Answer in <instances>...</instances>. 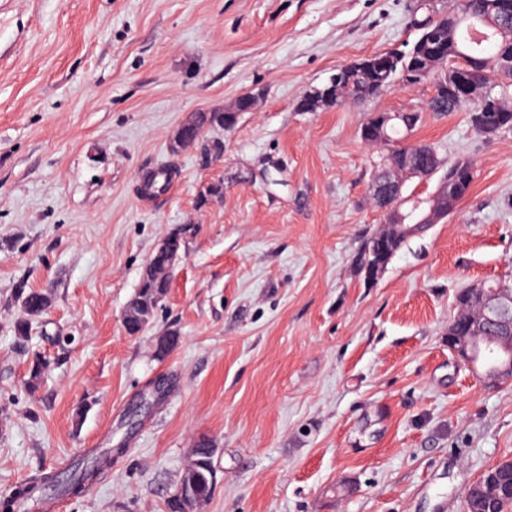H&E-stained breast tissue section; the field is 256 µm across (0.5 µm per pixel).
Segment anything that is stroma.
<instances>
[{"mask_svg":"<svg viewBox=\"0 0 512 512\" xmlns=\"http://www.w3.org/2000/svg\"><path fill=\"white\" fill-rule=\"evenodd\" d=\"M414 3L0 0V497L116 448L56 512H167L205 435L203 512H464L512 460V382L483 385L448 348L457 291L512 282V133L425 114L415 139L472 159L473 182L367 283L353 258L383 218L360 124L434 87L297 109L337 68L413 41ZM245 94L256 107L217 130L220 160L174 148L184 122ZM158 170L170 185L147 193ZM218 180L223 199L201 203ZM179 229L170 291L128 335L125 304ZM22 282L52 303L21 342ZM36 353L55 366L31 393Z\"/></svg>","mask_w":512,"mask_h":512,"instance_id":"35a3bbf8","label":"stroma"}]
</instances>
